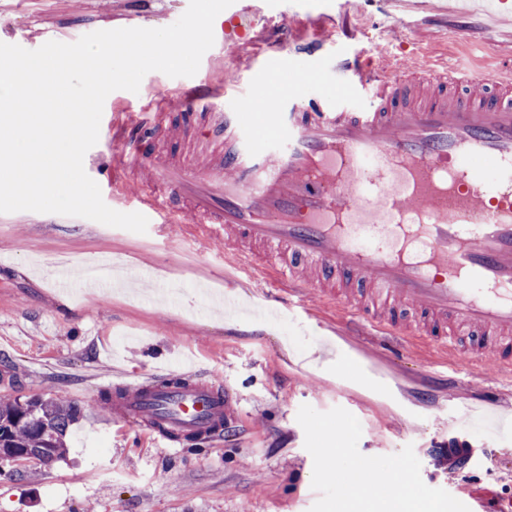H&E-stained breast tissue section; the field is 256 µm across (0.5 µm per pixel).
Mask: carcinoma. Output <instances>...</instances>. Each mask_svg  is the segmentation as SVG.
Instances as JSON below:
<instances>
[{
	"mask_svg": "<svg viewBox=\"0 0 512 512\" xmlns=\"http://www.w3.org/2000/svg\"><path fill=\"white\" fill-rule=\"evenodd\" d=\"M81 409L62 396L0 399V451L49 465L66 454V438Z\"/></svg>",
	"mask_w": 512,
	"mask_h": 512,
	"instance_id": "1",
	"label": "carcinoma"
}]
</instances>
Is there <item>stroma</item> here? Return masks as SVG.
I'll list each match as a JSON object with an SVG mask.
<instances>
[{
    "label": "stroma",
    "mask_w": 512,
    "mask_h": 512,
    "mask_svg": "<svg viewBox=\"0 0 512 512\" xmlns=\"http://www.w3.org/2000/svg\"><path fill=\"white\" fill-rule=\"evenodd\" d=\"M189 0H0V42L34 50L50 40L72 43L117 28L173 24ZM266 16L303 22L339 17L345 0H255ZM354 34L322 31L318 56L301 60L290 50L274 54V69L289 77L306 65L304 92L326 97L342 89L337 64L360 58L381 63L402 42L419 54L402 60L404 71L424 65L465 66L481 73L512 56V33L479 16L420 23L409 32L395 12L367 0L354 20ZM263 55L222 41L204 54L195 77L171 78L153 71L138 93L112 92L103 122L140 116L151 96L176 97L195 80L267 85ZM184 139L138 125L124 136L139 140L155 159L169 161L185 139L206 129L203 113H168ZM110 208L129 213L145 194L141 176L111 136L100 135L84 157ZM181 224L148 219L138 234L81 217L51 213H0V397L63 395L82 418L67 439L65 458L50 467L0 462V512H370L385 491L353 496L357 465L380 475L409 469L412 480L398 492L412 503L430 501L438 512H512V422L460 419L458 413L497 387L512 406V383L488 362L467 366L441 349L415 346L406 355L382 352L384 375L362 388L346 371V356L365 360L367 338L341 335L342 319L319 292L305 312L278 310L255 316L266 291L263 269L238 272L232 247L185 237L193 217L177 196ZM111 256L130 272L148 269L153 281L174 289L159 305L148 284L84 297L60 296L37 266L67 261L81 266ZM233 285L244 305L227 318L195 293L202 285ZM320 356L317 369L302 368L307 351ZM205 378L240 395L248 430L217 442H182L177 449L150 443L135 423H122L99 408L106 382L118 369L146 375L179 360ZM469 445L465 469L448 465L440 443ZM340 459L333 469L332 459Z\"/></svg>",
    "instance_id": "35a3bbf8"
}]
</instances>
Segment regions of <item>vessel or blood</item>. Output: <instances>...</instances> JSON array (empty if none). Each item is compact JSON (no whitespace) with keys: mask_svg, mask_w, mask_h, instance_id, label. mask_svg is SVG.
Returning <instances> with one entry per match:
<instances>
[{"mask_svg":"<svg viewBox=\"0 0 512 512\" xmlns=\"http://www.w3.org/2000/svg\"><path fill=\"white\" fill-rule=\"evenodd\" d=\"M402 18L457 11L451 0H393ZM224 42L260 36L241 12L225 16ZM371 94L358 111L298 105L303 73L284 90L282 111L260 90L226 112L234 86H197L182 105L211 113V135L180 164H158L127 142L125 154L149 186L138 209L175 220L173 191L195 217L192 233L222 240L245 259L265 249L270 279L288 307L311 290L335 300L353 330L451 348L459 362L490 358L512 370V62L482 75L468 68L350 64ZM263 113L269 135L250 130ZM112 414L137 419L173 448L182 436L215 441L244 425L231 387L193 370L163 368L119 377Z\"/></svg>","mask_w":512,"mask_h":512,"instance_id":"1","label":"vessel or blood"}]
</instances>
